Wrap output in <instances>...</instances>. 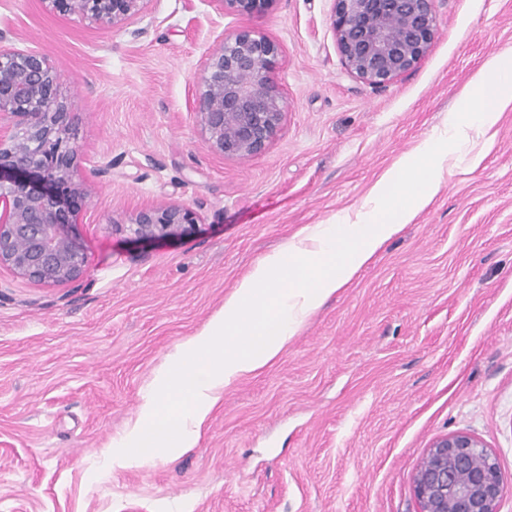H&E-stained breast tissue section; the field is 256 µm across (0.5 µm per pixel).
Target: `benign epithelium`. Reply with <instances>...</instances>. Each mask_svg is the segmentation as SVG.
Segmentation results:
<instances>
[{"mask_svg": "<svg viewBox=\"0 0 512 512\" xmlns=\"http://www.w3.org/2000/svg\"><path fill=\"white\" fill-rule=\"evenodd\" d=\"M60 15L121 27L149 0H42ZM220 10L261 15L274 0H214ZM332 28L345 69L385 87L429 52L436 0H333ZM279 47L253 29L216 42L200 77L197 118L209 149L244 158L265 150L288 104L273 81ZM61 76L38 51L0 49V268L42 286L77 281L86 255L73 231L96 192L75 177L77 149ZM186 204L143 207L129 217L135 239L167 242L198 228ZM419 512H500L504 479L496 459L466 432L434 441L413 474Z\"/></svg>", "mask_w": 512, "mask_h": 512, "instance_id": "obj_1", "label": "benign epithelium"}]
</instances>
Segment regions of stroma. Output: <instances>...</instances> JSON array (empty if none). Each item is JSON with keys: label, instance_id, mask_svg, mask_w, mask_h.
I'll return each mask as SVG.
<instances>
[{"label": "stroma", "instance_id": "1", "mask_svg": "<svg viewBox=\"0 0 512 512\" xmlns=\"http://www.w3.org/2000/svg\"><path fill=\"white\" fill-rule=\"evenodd\" d=\"M428 54L373 88L345 69L332 0L260 16L149 0L120 28L0 0V46L46 54L72 109L83 277L45 287L0 269V512H418L413 474L454 431L495 457L512 512V108L450 161L430 204L287 351L224 392L196 448L107 472L166 354L198 333L264 254L355 214L382 172L447 125L492 58L512 0H436ZM278 44L288 111L260 154L210 151L196 84L216 40ZM185 203L197 233L134 241L126 217Z\"/></svg>", "mask_w": 512, "mask_h": 512}]
</instances>
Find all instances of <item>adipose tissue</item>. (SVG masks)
<instances>
[{
    "mask_svg": "<svg viewBox=\"0 0 512 512\" xmlns=\"http://www.w3.org/2000/svg\"><path fill=\"white\" fill-rule=\"evenodd\" d=\"M512 107V53L490 60L447 127L418 143L372 185L354 218L302 227L259 258L195 336L178 343L112 442V467H139L196 447L224 391L272 364L327 299L433 199L440 172L470 132L488 133Z\"/></svg>",
    "mask_w": 512,
    "mask_h": 512,
    "instance_id": "1",
    "label": "adipose tissue"
}]
</instances>
